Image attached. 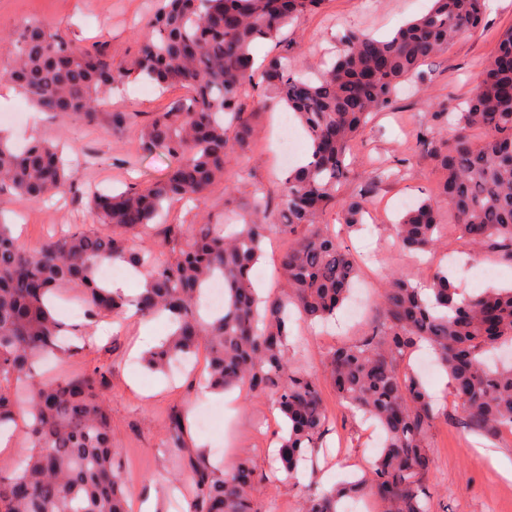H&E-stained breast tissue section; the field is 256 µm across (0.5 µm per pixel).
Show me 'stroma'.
<instances>
[{
    "label": "stroma",
    "mask_w": 512,
    "mask_h": 512,
    "mask_svg": "<svg viewBox=\"0 0 512 512\" xmlns=\"http://www.w3.org/2000/svg\"><path fill=\"white\" fill-rule=\"evenodd\" d=\"M156 5V0H0V37L18 32L29 22L44 21L71 38L75 47L102 45L115 60H126L137 50L136 27L144 24ZM428 6L429 0H323L319 10L289 26L280 43L260 46L258 52L282 55L293 73L312 78L335 61L343 35L356 32L387 37ZM485 7L483 25L461 35L447 51L426 59L421 78L405 84L392 105L377 112L346 155L348 172L340 194H366L369 213L356 231L346 226L337 207L326 211L321 221L330 225L355 255L368 302L358 320H351L342 309L326 329L295 328L292 344L309 372L322 375L329 354L338 345L384 322L378 298L391 273L402 272L414 282L426 284L437 271L444 270L466 296L491 287H512V263L491 253H475L461 237L447 203L439 205L442 236L431 253L422 256L406 251L391 231L403 202L435 196L440 173L420 144V136L450 137V129L438 121L437 112L473 93L496 42L512 28V0H485ZM186 95L179 87L158 90L142 77L127 83L125 90L114 92L107 106L108 111L132 115L129 126L118 133L103 119L88 123L32 112L26 126L12 128L14 139L25 142L39 137L75 148L81 159L80 192L38 203L10 190L0 191V214L15 224L17 236L31 248L68 231L91 227L96 222L87 203L92 191L123 189L165 174L167 157L139 154V132L152 113ZM267 95L259 79L242 92L240 106L252 113L255 135L245 150L232 154L223 183L215 185L198 206L174 203L166 207L150 234L134 237V245L149 244L164 224H196L204 217L213 224L239 223L258 195L277 203L288 172L280 158V132L288 130L302 155L308 150V140L300 123L288 118L285 107H259V100ZM480 266L493 267L495 278L475 277L473 270ZM142 324L139 317L119 323L100 320L98 334L64 361L54 362L52 370L60 374L89 370L98 364L111 366L104 395L128 486L135 495L154 488L161 500L160 512H187L192 486L188 462L198 457L224 469L242 458L253 460L259 476L252 496L261 512H299L309 487L327 489L339 484L342 469L359 475L370 468L381 440L380 430L372 421L352 417L337 400L329 380L323 379L322 396L333 424L313 471L304 481L276 472L271 448L281 418L272 399L239 388L233 399L217 405L199 386L207 365L203 348L196 353L191 373L172 376L147 370L141 361ZM133 378L138 381L134 387L129 384ZM423 381L442 407L430 431L431 512H512V480L503 479L481 455L485 440L460 425L461 410L450 393L445 372L433 369ZM204 410L212 411L223 436L197 427L196 416ZM176 413L183 417L185 445L169 448L165 445L168 418Z\"/></svg>",
    "instance_id": "stroma-1"
}]
</instances>
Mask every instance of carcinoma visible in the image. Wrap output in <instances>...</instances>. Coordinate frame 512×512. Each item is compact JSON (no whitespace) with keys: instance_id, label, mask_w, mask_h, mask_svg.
<instances>
[{"instance_id":"cac0c4a2","label":"carcinoma","mask_w":512,"mask_h":512,"mask_svg":"<svg viewBox=\"0 0 512 512\" xmlns=\"http://www.w3.org/2000/svg\"><path fill=\"white\" fill-rule=\"evenodd\" d=\"M321 2L160 0L136 33L135 55L119 64L104 50L75 48L39 21L8 40L15 64L3 78L41 112L94 123L112 90L133 76L160 88L179 85L191 95L155 113L140 134L142 153L171 160L166 175L145 188L100 191L89 199L105 230L89 228L28 249L13 225L0 221V427L15 421L6 387L20 383L32 447L22 466L0 467V512H129L104 400L106 371L57 378L38 373L43 357L62 360L74 349L60 344L63 334L85 340L49 305L69 289L78 290L90 322L118 318L131 306L144 317L168 316L173 331L147 354V366L163 371L205 344L208 388L241 385L274 400L287 427L277 450L280 469L291 475L314 465L329 415L318 378L289 354L290 309L304 321L335 318L356 274L350 250L318 217L340 205L349 227L361 223L367 197L338 194L349 143L426 58L482 23L483 0H431L426 13L388 39L348 35L336 61L313 80L290 73L278 56L267 58V88L310 140V160L288 173L277 208L255 199L248 221L230 236L206 222L191 234L184 224H169L153 246L136 248L129 234L147 229L163 203H196L224 181L230 154L244 150L255 132L253 113L238 109L254 77L255 45L279 41L288 24ZM439 116L455 128L453 138L431 146L441 173L439 200L448 202L475 249L512 262V29L499 38L463 111ZM475 130L485 138L473 139ZM77 180L62 146L44 139L18 146L0 136V187L42 201L76 188ZM274 231L289 237L279 259L284 288L264 300L251 272ZM394 233L410 251L435 246L438 200L408 209ZM116 262L144 275L145 288L132 300L101 286L100 269ZM215 278L224 281V310L206 322L198 299ZM428 290L405 274H391L381 295L387 325L329 358L336 396L349 411L377 420L386 441L370 475L346 489L314 491L303 512H338L341 498L363 489L380 512H430L424 480L432 469L429 433L438 412L419 377L401 371L405 357L422 345L447 372L464 428L490 440L512 432V363L487 361V352L512 345V289L464 298L438 272ZM182 429L180 416L169 418L168 447H182ZM189 466L195 482L189 512H257L250 459L227 471L201 460Z\"/></svg>"}]
</instances>
